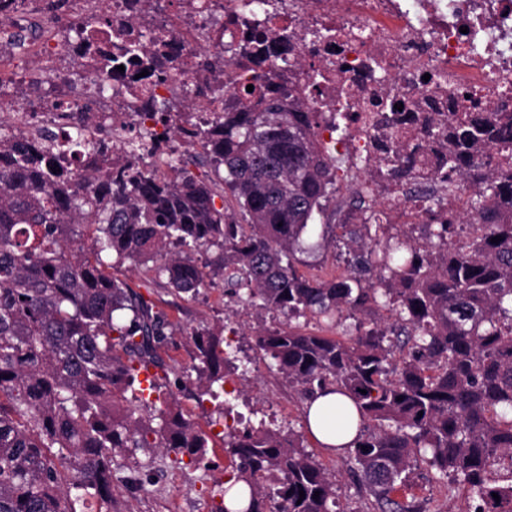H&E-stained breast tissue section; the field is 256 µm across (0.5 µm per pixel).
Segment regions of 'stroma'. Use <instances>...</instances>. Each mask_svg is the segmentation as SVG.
I'll return each mask as SVG.
<instances>
[{"instance_id":"1","label":"stroma","mask_w":512,"mask_h":512,"mask_svg":"<svg viewBox=\"0 0 512 512\" xmlns=\"http://www.w3.org/2000/svg\"><path fill=\"white\" fill-rule=\"evenodd\" d=\"M354 197L345 170L336 172V194L326 204L327 215L317 218L313 239L341 235L331 211L347 212ZM145 299L164 310L176 331L167 349L171 377L187 378L193 364L188 335L205 325L222 330L231 346L235 365L225 372L222 401L179 396L182 411L197 419L207 432L214 450L209 467L197 468L176 463L174 455L158 451L152 456V479L136 490H128L123 479H115L112 492L123 503L122 512H210L220 502L221 491L235 458L223 447L224 429L231 426L245 431L259 421L272 427L292 430L302 439L323 467L336 475L337 502L341 512H375L371 499L360 492L346 471L344 455L319 445L305 421V402L295 387L255 346L256 331L287 323V314L268 312L242 302L224 283L201 290L196 297L178 296L154 280L153 273L131 263L112 270ZM229 402L233 412L223 415L220 404ZM401 498L415 501L422 512H472L474 502L463 485L439 481L434 469L420 461L411 467Z\"/></svg>"}]
</instances>
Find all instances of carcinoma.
Wrapping results in <instances>:
<instances>
[{
	"mask_svg": "<svg viewBox=\"0 0 512 512\" xmlns=\"http://www.w3.org/2000/svg\"><path fill=\"white\" fill-rule=\"evenodd\" d=\"M145 38L127 39L124 53L161 76L172 45L147 56ZM73 43L99 49L83 25ZM250 63L267 66L264 81L233 84L224 111L177 126L201 142L212 179L172 153L167 174L145 166L163 148L156 138L112 147L109 115L84 117L62 140L0 130V512H116L114 466L140 483L150 478L142 456L156 448L209 464V436L170 383L156 375L142 388L141 371L167 372L173 327L108 272L125 260L178 294L222 279L290 319L355 320L347 341L288 323L255 342L303 399L330 387L352 398L361 429L344 450L360 488L380 512H419L395 495L425 458L468 486L473 512H512V113L463 112L424 128L448 144V171L427 195L436 208L466 190L463 167L497 153L469 196L475 223L443 216L420 243L390 234L360 198L361 223L342 235L350 275L312 277L299 255L316 248L305 235L343 158L322 147L318 113L273 82L275 65ZM377 148L394 179L413 177L402 142L380 137ZM211 249L213 260L197 258ZM382 308L395 316L387 329L359 319ZM190 343L196 398H219L224 340L200 326ZM224 447L238 460L227 482L248 488L244 512H336L335 476L293 432L262 421L228 433Z\"/></svg>",
	"mask_w": 512,
	"mask_h": 512,
	"instance_id": "1",
	"label": "carcinoma"
}]
</instances>
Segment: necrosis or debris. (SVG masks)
Instances as JSON below:
<instances>
[{
	"mask_svg": "<svg viewBox=\"0 0 512 512\" xmlns=\"http://www.w3.org/2000/svg\"><path fill=\"white\" fill-rule=\"evenodd\" d=\"M55 0H0V128L47 127L62 133L87 112H108L125 136L157 130L141 105L148 96L168 99L172 112L187 102L181 83L237 81L244 60L228 54L254 25L289 36L292 50L274 81L294 90L325 120L344 119L349 131L321 129L329 151L360 162L371 201L387 211L396 181L381 184L382 167L369 135L385 117L397 132H419L422 121L447 125L458 112H512V0H66L69 13L90 20L108 16L106 37L148 34L172 45L168 78L145 89L120 72H102L58 38ZM220 56V74H198L200 57ZM380 62L374 70L372 62ZM50 65L60 93L42 97L27 82L29 64ZM323 76L312 85L313 73Z\"/></svg>",
	"mask_w": 512,
	"mask_h": 512,
	"instance_id": "4bbe7bcc",
	"label": "necrosis or debris"
}]
</instances>
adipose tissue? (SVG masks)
<instances>
[{"label": "adipose tissue", "mask_w": 512, "mask_h": 512, "mask_svg": "<svg viewBox=\"0 0 512 512\" xmlns=\"http://www.w3.org/2000/svg\"><path fill=\"white\" fill-rule=\"evenodd\" d=\"M308 427L324 446L352 443L359 431V417L351 399L338 393L317 396L307 404Z\"/></svg>", "instance_id": "1"}]
</instances>
